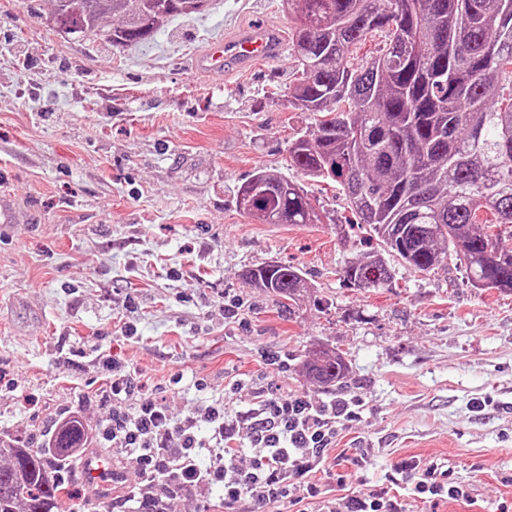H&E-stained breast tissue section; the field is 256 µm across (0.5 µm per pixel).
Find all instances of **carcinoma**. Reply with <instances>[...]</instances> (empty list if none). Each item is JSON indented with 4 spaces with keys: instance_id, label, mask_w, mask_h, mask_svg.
<instances>
[{
    "instance_id": "obj_1",
    "label": "carcinoma",
    "mask_w": 512,
    "mask_h": 512,
    "mask_svg": "<svg viewBox=\"0 0 512 512\" xmlns=\"http://www.w3.org/2000/svg\"><path fill=\"white\" fill-rule=\"evenodd\" d=\"M58 31L115 49L151 40L209 0H53ZM296 78L288 102L316 116L289 143V166L343 195L387 251L426 273L455 258L474 288L512 291V0H284ZM381 32L384 53L360 64L354 49ZM267 194L256 218L304 224L299 184L257 171ZM254 288L290 302L305 289L296 267L248 270ZM352 288H385L395 270L370 251L348 261ZM329 385L346 375L335 351L305 365ZM60 455L0 449V512H70L51 473Z\"/></svg>"
}]
</instances>
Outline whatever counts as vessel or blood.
<instances>
[{
	"label": "vessel or blood",
	"instance_id": "vessel-or-blood-1",
	"mask_svg": "<svg viewBox=\"0 0 512 512\" xmlns=\"http://www.w3.org/2000/svg\"><path fill=\"white\" fill-rule=\"evenodd\" d=\"M286 47L283 32L269 24L253 25L233 36L211 42L195 60L197 69L221 75L228 69H242L254 62L272 60L281 55ZM82 481L91 485L102 496L109 495L121 474L111 462L100 455L84 459L80 467Z\"/></svg>",
	"mask_w": 512,
	"mask_h": 512
}]
</instances>
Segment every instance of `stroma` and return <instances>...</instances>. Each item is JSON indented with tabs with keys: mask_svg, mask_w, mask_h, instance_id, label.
<instances>
[{
	"mask_svg": "<svg viewBox=\"0 0 512 512\" xmlns=\"http://www.w3.org/2000/svg\"><path fill=\"white\" fill-rule=\"evenodd\" d=\"M50 17V0H0V196L25 217L0 223V438L39 447L65 412L106 418L116 363L177 423L240 379L359 400L312 474L330 498L385 487L413 457L447 465L467 496L434 506L406 479L409 512L512 505V293L472 287L453 261L421 273L395 256L392 287L347 286L344 264L379 243L336 189L288 166L314 121L288 103L293 55L221 79L191 66L239 27L290 31L282 0H211L120 49L64 39ZM259 169L300 179L327 220L244 215L237 191ZM271 261L303 273L292 307L245 279ZM324 349L345 357L341 387L303 371Z\"/></svg>",
	"mask_w": 512,
	"mask_h": 512,
	"instance_id": "1",
	"label": "stroma"
}]
</instances>
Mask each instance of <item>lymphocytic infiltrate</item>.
Instances as JSON below:
<instances>
[{"label": "lymphocytic infiltrate", "mask_w": 512, "mask_h": 512, "mask_svg": "<svg viewBox=\"0 0 512 512\" xmlns=\"http://www.w3.org/2000/svg\"><path fill=\"white\" fill-rule=\"evenodd\" d=\"M244 384L234 381L224 388V401L206 408L208 436L195 431L198 419L188 415L172 425L166 406L146 396L132 371L113 366L112 383L106 393L112 402L109 417L88 426L77 413L61 424L72 433L71 446L85 454L91 445L109 444L133 456L145 485L176 478L180 490L200 484H223L225 512H258L259 508L281 507L302 490L308 501L319 502L318 512H407L403 500L388 490H369L337 501L324 499L321 487L310 482V472L323 460L336 438L338 418H353L352 402L314 404L303 398L279 399L257 392L248 410V424H241L234 412ZM134 410H126L127 401ZM247 429V441H240V429ZM209 454V466L198 462ZM397 474L413 479L417 497L434 503L462 497L448 470L434 463L419 467L404 460Z\"/></svg>", "instance_id": "1"}]
</instances>
